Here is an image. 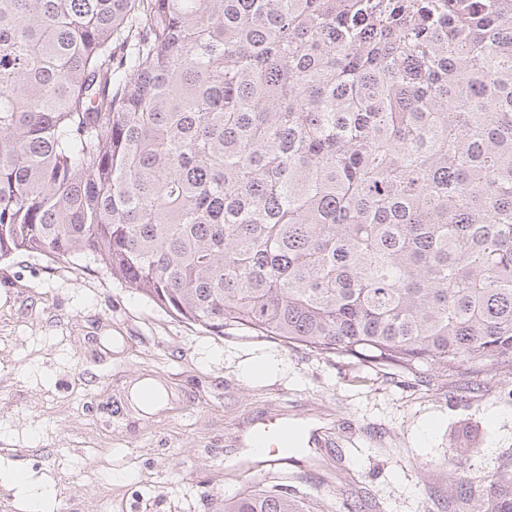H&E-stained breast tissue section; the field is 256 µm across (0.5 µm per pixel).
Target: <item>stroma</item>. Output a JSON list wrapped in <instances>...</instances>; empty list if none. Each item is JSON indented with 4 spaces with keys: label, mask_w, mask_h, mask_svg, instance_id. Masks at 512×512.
<instances>
[{
    "label": "stroma",
    "mask_w": 512,
    "mask_h": 512,
    "mask_svg": "<svg viewBox=\"0 0 512 512\" xmlns=\"http://www.w3.org/2000/svg\"><path fill=\"white\" fill-rule=\"evenodd\" d=\"M272 372L249 378L253 363ZM150 377L165 407L129 404ZM329 447L267 466L232 441L270 410ZM23 471L25 492L5 477ZM267 471L307 512H457L449 483L512 476V374L415 380L249 330L175 318L91 262L0 259V512H218Z\"/></svg>",
    "instance_id": "stroma-1"
}]
</instances>
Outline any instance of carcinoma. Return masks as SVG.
<instances>
[{
  "instance_id": "carcinoma-1",
  "label": "carcinoma",
  "mask_w": 512,
  "mask_h": 512,
  "mask_svg": "<svg viewBox=\"0 0 512 512\" xmlns=\"http://www.w3.org/2000/svg\"><path fill=\"white\" fill-rule=\"evenodd\" d=\"M508 2L0 0V259L371 369L511 371ZM450 489L512 512V479Z\"/></svg>"
}]
</instances>
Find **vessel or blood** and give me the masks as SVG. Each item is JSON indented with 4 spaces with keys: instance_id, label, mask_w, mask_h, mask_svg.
<instances>
[{
    "instance_id": "obj_1",
    "label": "vessel or blood",
    "mask_w": 512,
    "mask_h": 512,
    "mask_svg": "<svg viewBox=\"0 0 512 512\" xmlns=\"http://www.w3.org/2000/svg\"><path fill=\"white\" fill-rule=\"evenodd\" d=\"M317 438V433L289 428L281 414L270 412L254 419L248 428L238 435L236 443L241 448L260 449L268 465L273 466L276 465L278 456L287 449Z\"/></svg>"
}]
</instances>
